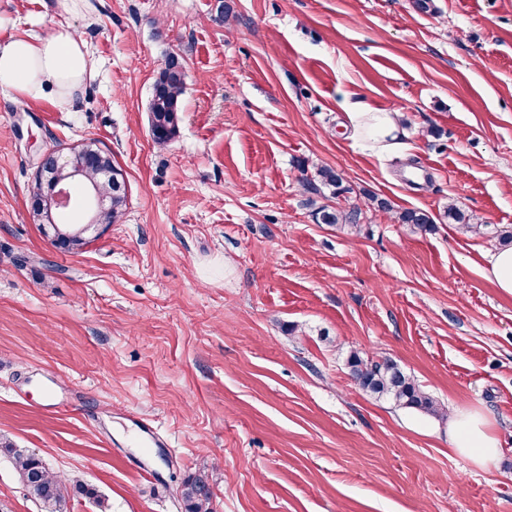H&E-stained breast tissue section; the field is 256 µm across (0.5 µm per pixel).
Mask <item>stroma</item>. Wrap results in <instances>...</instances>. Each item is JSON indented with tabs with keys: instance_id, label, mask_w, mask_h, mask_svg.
<instances>
[{
	"instance_id": "stroma-1",
	"label": "stroma",
	"mask_w": 512,
	"mask_h": 512,
	"mask_svg": "<svg viewBox=\"0 0 512 512\" xmlns=\"http://www.w3.org/2000/svg\"><path fill=\"white\" fill-rule=\"evenodd\" d=\"M69 27L91 60L72 111L0 88V440L65 484L63 512H512V0H0V39ZM177 136L149 102L169 56ZM398 113L399 149L354 141L356 102ZM96 139L128 184L82 252L28 211L39 155ZM426 167L427 179L412 170ZM434 220L318 223L319 168ZM386 356L445 418L363 392L351 352ZM473 407L502 448L453 454ZM150 418L161 448L132 440ZM94 490V497L76 491ZM0 512H48L0 452ZM185 71L176 56H170L159 72L149 105L150 134L161 146L168 144L178 133L180 98L185 87ZM490 275L502 292L512 295V246L494 254L490 264ZM448 433L451 452L467 458L483 470L497 465L502 452L484 412L459 409L448 425ZM182 497L185 512H213V494L203 475L195 476L184 483Z\"/></svg>"
}]
</instances>
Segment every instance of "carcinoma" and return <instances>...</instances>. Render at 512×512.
I'll return each mask as SVG.
<instances>
[{
    "label": "carcinoma",
    "instance_id": "obj_1",
    "mask_svg": "<svg viewBox=\"0 0 512 512\" xmlns=\"http://www.w3.org/2000/svg\"><path fill=\"white\" fill-rule=\"evenodd\" d=\"M185 71L175 56L166 60L165 67L159 72L153 88L149 105L150 134L153 141L161 146L168 144L178 133L180 121V98L185 87ZM88 147L97 152L96 164L86 168L82 183L92 187L107 197L104 208L96 213L97 223L105 226L118 223L127 207L128 195L126 182L121 170L117 169L112 155L102 150L96 142H88ZM112 169L121 179V184L108 182L101 177V171ZM65 172L59 170L54 163L44 168V173L35 177L30 191V215L38 224L44 235L54 234L53 227L42 223L41 207L48 205L49 187L51 180L61 178ZM319 181L331 198H339L352 193V188L344 184V179L331 168L317 171ZM368 210L380 213H391L394 207L390 201L376 196L368 198ZM396 212V211H394ZM319 220L323 224L335 225L340 229L356 228L363 214L362 208L354 204L348 208L324 205L318 211ZM398 223L405 224L417 230H429L434 221L425 212L417 209H404L396 212ZM448 219L457 224L461 233H478L482 225L471 223V217L465 215L455 204H448ZM79 229L76 224H70L65 231L72 237H60L51 243L69 252H79L85 245L86 237L75 235ZM347 365L349 374L354 382L364 391L379 398H387L397 405L415 409L431 415H444L443 409L424 393L413 378L405 374L398 365L387 357H363L356 352L350 354ZM3 449L13 455L16 467L26 489L34 500L53 507L51 512H59L63 501L64 485L61 480L52 475L44 466L42 460L32 453H21L12 445L6 444ZM185 512H213L212 491L205 476L198 475L187 480L182 488Z\"/></svg>",
    "mask_w": 512,
    "mask_h": 512
}]
</instances>
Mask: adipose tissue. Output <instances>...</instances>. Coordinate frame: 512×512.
Segmentation results:
<instances>
[{"mask_svg": "<svg viewBox=\"0 0 512 512\" xmlns=\"http://www.w3.org/2000/svg\"><path fill=\"white\" fill-rule=\"evenodd\" d=\"M87 68L86 45L66 26L43 36L17 31L0 41V88L31 102L73 105ZM347 118L356 139L382 150L397 148L398 126L392 113L362 103ZM448 433L451 452L483 470L497 465L501 448L484 412L458 410Z\"/></svg>", "mask_w": 512, "mask_h": 512, "instance_id": "1", "label": "adipose tissue"}]
</instances>
